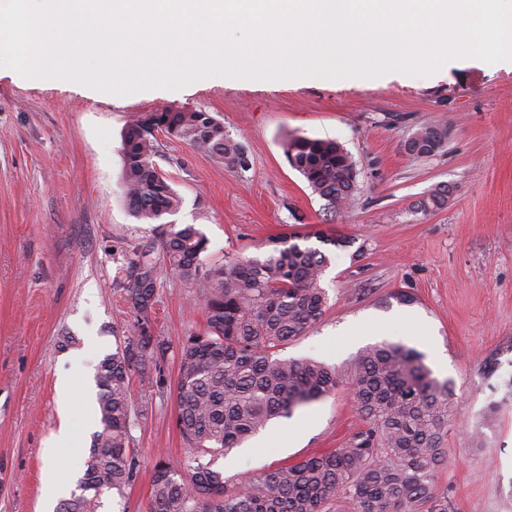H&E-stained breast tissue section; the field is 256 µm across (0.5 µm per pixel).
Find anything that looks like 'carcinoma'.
Masks as SVG:
<instances>
[{
	"instance_id": "carcinoma-1",
	"label": "carcinoma",
	"mask_w": 512,
	"mask_h": 512,
	"mask_svg": "<svg viewBox=\"0 0 512 512\" xmlns=\"http://www.w3.org/2000/svg\"><path fill=\"white\" fill-rule=\"evenodd\" d=\"M155 128L224 160L233 171L249 170L247 146L209 113L165 108L141 115L122 132L125 200L140 221L151 224L181 204L156 166ZM417 130L421 149L412 155L435 156L445 147V125ZM286 155L330 208L356 196L357 176L338 142L295 136L286 143ZM450 193V186L439 185L416 209H443ZM302 239L298 233L269 238L256 246L258 254L232 257L206 273L201 261L208 240L193 224L173 227L159 244L136 249L123 283L126 301L139 314L136 332L96 368L101 430L76 492L59 512H97L103 490L120 494L137 476L130 379L160 348L145 318L157 290V249L198 288L206 312L207 332L187 337L178 349L176 426L191 447L230 451L341 386L351 388L365 427L339 448L255 474L234 491L227 490L221 472L194 466L190 458L186 476L159 462L150 512H329L339 500L353 512H448V495L436 476L444 465L442 440L454 415V389L433 375L422 353L380 342L342 366L277 357L279 347L319 321L328 302L320 286L328 260L299 244Z\"/></svg>"
}]
</instances>
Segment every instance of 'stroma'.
<instances>
[{"label":"stroma","mask_w":512,"mask_h":512,"mask_svg":"<svg viewBox=\"0 0 512 512\" xmlns=\"http://www.w3.org/2000/svg\"><path fill=\"white\" fill-rule=\"evenodd\" d=\"M202 110L244 142L239 174L190 144L161 138L155 161L181 199L151 224L128 210L121 133L145 112ZM444 123V151L413 157L418 125ZM294 136L331 139L359 172L354 202L332 211L288 163ZM453 193L428 214L416 203L437 185ZM192 224L207 237L204 267L255 253L259 241L307 235L330 263L322 318L281 357L348 363L374 344L370 332L416 348L450 380L455 418L443 440L438 486L448 512H512V64L465 57L427 76L267 81L214 77L181 90L112 99L62 80L0 74V512H38L47 487L43 448L59 425L55 383L67 376L76 433L60 450L84 473L98 424L85 381L134 333L121 284L142 242ZM348 240L320 246L313 230ZM149 314L159 379L133 373L140 469L124 492H104L98 512H150L154 467L188 457L223 471L228 486L341 447L361 425L347 390L281 418L244 443L226 466L191 454L176 423L177 350L203 333L197 288L157 265ZM405 292L404 305L395 295ZM479 437H472V430Z\"/></svg>","instance_id":"1"}]
</instances>
